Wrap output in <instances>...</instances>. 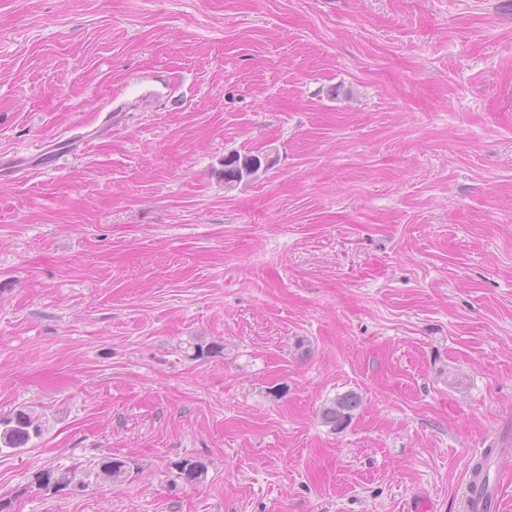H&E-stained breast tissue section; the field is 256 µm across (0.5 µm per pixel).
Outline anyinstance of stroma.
I'll return each instance as SVG.
<instances>
[{"mask_svg": "<svg viewBox=\"0 0 512 512\" xmlns=\"http://www.w3.org/2000/svg\"><path fill=\"white\" fill-rule=\"evenodd\" d=\"M21 409L6 512H512V0H0ZM259 154H244L243 156L236 152H232L230 156L224 157V187L227 189L235 188L244 178L243 169L240 167L241 159L249 158ZM359 406L357 394L349 392L332 400L322 411V420L336 428H343L352 419L353 411ZM3 425V427H2ZM41 434L38 419L30 412L18 410L5 419L0 418V454L20 451ZM131 473V466L128 461L112 458L102 465V470L97 473L96 477L112 484H121L129 480ZM177 477L188 484H201L206 481L208 468L202 461L186 458L175 464Z\"/></svg>", "mask_w": 512, "mask_h": 512, "instance_id": "stroma-1", "label": "stroma"}]
</instances>
